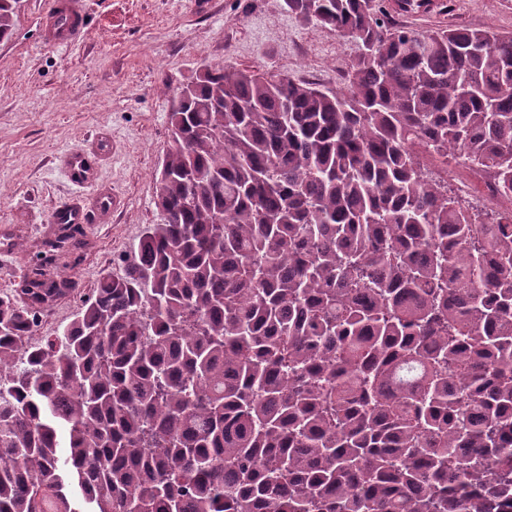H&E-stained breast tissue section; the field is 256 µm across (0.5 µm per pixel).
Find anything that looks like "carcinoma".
<instances>
[{
	"label": "carcinoma",
	"mask_w": 512,
	"mask_h": 512,
	"mask_svg": "<svg viewBox=\"0 0 512 512\" xmlns=\"http://www.w3.org/2000/svg\"><path fill=\"white\" fill-rule=\"evenodd\" d=\"M284 2L350 94L205 65L124 275L36 347L61 282L0 297V512H512V207L429 170L512 200V32Z\"/></svg>",
	"instance_id": "1"
}]
</instances>
